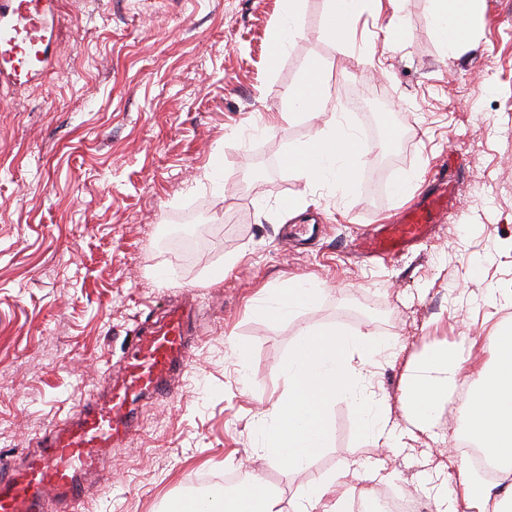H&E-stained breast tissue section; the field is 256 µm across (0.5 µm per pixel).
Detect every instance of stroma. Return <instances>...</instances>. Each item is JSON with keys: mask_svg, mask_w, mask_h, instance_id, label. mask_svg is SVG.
Wrapping results in <instances>:
<instances>
[{"mask_svg": "<svg viewBox=\"0 0 512 512\" xmlns=\"http://www.w3.org/2000/svg\"><path fill=\"white\" fill-rule=\"evenodd\" d=\"M430 0H385L330 37L328 0H302L286 52L269 61L281 0H61L41 74L0 87V461H21L127 355L139 319L191 305L198 335L170 398L101 461L74 512H164L188 477L225 488L250 473L283 505L354 463L376 490L401 483L455 498L472 467L458 447L464 394L426 431L405 413L403 376L436 346L488 360L512 326V0H477L472 47L448 56ZM323 71L314 112L287 92ZM398 113L406 141L377 148L369 112ZM361 154L349 184L307 183L288 152L333 121ZM448 172L435 232L389 263L355 240ZM319 281L288 319L257 316L290 278ZM371 334L357 356L400 445L356 439L353 401L329 408L332 441L299 475L263 448V415L288 391L303 327Z\"/></svg>", "mask_w": 512, "mask_h": 512, "instance_id": "1", "label": "stroma"}]
</instances>
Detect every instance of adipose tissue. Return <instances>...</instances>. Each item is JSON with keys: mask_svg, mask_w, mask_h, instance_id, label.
Masks as SVG:
<instances>
[{"mask_svg": "<svg viewBox=\"0 0 512 512\" xmlns=\"http://www.w3.org/2000/svg\"><path fill=\"white\" fill-rule=\"evenodd\" d=\"M474 0H432V21L449 54L457 56L471 47L468 19ZM357 154L354 132L340 127L319 133L297 145L288 155V167L307 181L332 174L340 182L353 176ZM324 288L314 280L289 281L287 289L261 305L262 317H292L298 310L315 303ZM488 349L493 364L474 367L472 391L464 405V425L471 438L492 457L512 462V328L496 330ZM467 362L462 354L437 348L430 351L409 373L406 384L407 418L418 429L431 426L450 392L461 381ZM351 464L324 481L314 483L293 512H346V505L360 480ZM369 495V488H361ZM168 512H282L278 500L263 495L251 497L247 487L229 492L210 490L204 497L175 500Z\"/></svg>", "mask_w": 512, "mask_h": 512, "instance_id": "obj_1", "label": "adipose tissue"}]
</instances>
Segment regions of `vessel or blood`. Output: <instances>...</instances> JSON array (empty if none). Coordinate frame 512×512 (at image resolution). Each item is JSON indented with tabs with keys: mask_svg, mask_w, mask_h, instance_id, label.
Returning a JSON list of instances; mask_svg holds the SVG:
<instances>
[{
	"mask_svg": "<svg viewBox=\"0 0 512 512\" xmlns=\"http://www.w3.org/2000/svg\"><path fill=\"white\" fill-rule=\"evenodd\" d=\"M55 5L56 0H0V78L18 80L27 46H54L48 31ZM443 197L441 190H430L396 217L373 225L362 236L366 253L390 260L426 239L442 214ZM194 333L188 314L177 306L145 318L106 395L84 401L74 417L40 438L37 452L21 465L0 463V512H73L87 476L136 428L138 401L172 395Z\"/></svg>",
	"mask_w": 512,
	"mask_h": 512,
	"instance_id": "vessel-or-blood-1",
	"label": "vessel or blood"
}]
</instances>
